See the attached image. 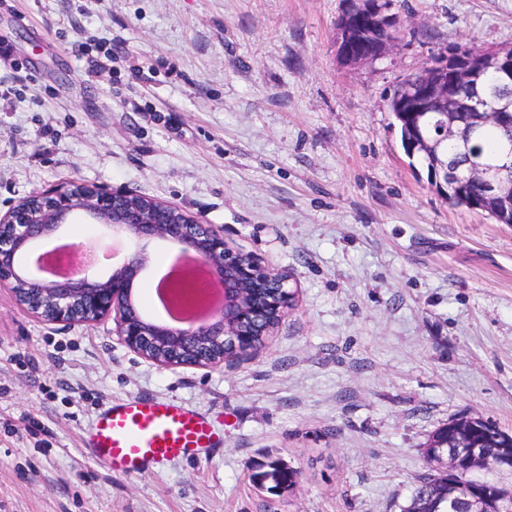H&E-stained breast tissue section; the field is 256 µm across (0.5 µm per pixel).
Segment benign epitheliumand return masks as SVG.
I'll use <instances>...</instances> for the list:
<instances>
[{
  "mask_svg": "<svg viewBox=\"0 0 512 512\" xmlns=\"http://www.w3.org/2000/svg\"><path fill=\"white\" fill-rule=\"evenodd\" d=\"M398 24L394 15L373 7L358 16L344 17L337 36L341 59L350 65H365L392 53L397 44L393 37L367 51L353 43L362 26L389 31ZM488 67L497 72L492 88L480 83ZM428 69L427 83L403 102L401 112L409 120L433 115L439 123L431 136L410 127L413 138L406 140L408 148L436 151L448 140H455L458 151L454 161L448 162L445 156L434 164L431 186L446 199L460 190L465 177L483 187V196L470 202L471 209L483 211L494 205L508 214L512 209V150L503 152L499 165L489 167L470 152L469 141L488 122H512V53L442 55ZM460 86L470 88L465 107L478 113L464 132L448 112ZM78 217L84 224H96L131 239L135 250L128 261L99 280L81 273L50 280L42 277L37 267L23 266L35 242L57 236ZM155 241L176 244L210 267L224 285L221 313L186 327L159 323L145 315L134 284L146 266V247ZM287 282L286 275L254 255L230 248L224 229L201 224L182 208L146 196L70 181L31 195L0 215V287L9 289L18 305L34 316L66 325L110 317L122 344L162 367H216L257 350L293 305L295 294ZM474 428L475 419H456L448 425L455 439L427 442L429 448L456 447L438 462L429 458L448 484L447 512L469 503L478 506L477 512H494L493 500L481 485L459 479L462 468L488 462L482 449L471 442Z\"/></svg>",
  "mask_w": 512,
  "mask_h": 512,
  "instance_id": "7a95c632",
  "label": "benign epithelium"
}]
</instances>
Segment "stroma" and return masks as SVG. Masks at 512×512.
Returning <instances> with one entry per match:
<instances>
[{"instance_id":"stroma-1","label":"stroma","mask_w":512,"mask_h":512,"mask_svg":"<svg viewBox=\"0 0 512 512\" xmlns=\"http://www.w3.org/2000/svg\"><path fill=\"white\" fill-rule=\"evenodd\" d=\"M347 6L0 0V215L72 180L152 197L296 293L253 355L166 369L0 288V512H401L449 420L512 433V224L437 194L387 107L449 47L512 43V0H396L399 50L360 66ZM135 396L220 418L223 448L110 472L82 431ZM273 460L293 490L253 484Z\"/></svg>"}]
</instances>
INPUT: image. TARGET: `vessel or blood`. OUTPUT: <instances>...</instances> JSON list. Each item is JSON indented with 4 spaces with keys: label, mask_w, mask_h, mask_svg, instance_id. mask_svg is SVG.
Segmentation results:
<instances>
[{
    "label": "vessel or blood",
    "mask_w": 512,
    "mask_h": 512,
    "mask_svg": "<svg viewBox=\"0 0 512 512\" xmlns=\"http://www.w3.org/2000/svg\"><path fill=\"white\" fill-rule=\"evenodd\" d=\"M223 441L210 415L172 398L131 397L108 402L82 435L92 458L123 475L208 455Z\"/></svg>",
    "instance_id": "b4317fda"
}]
</instances>
